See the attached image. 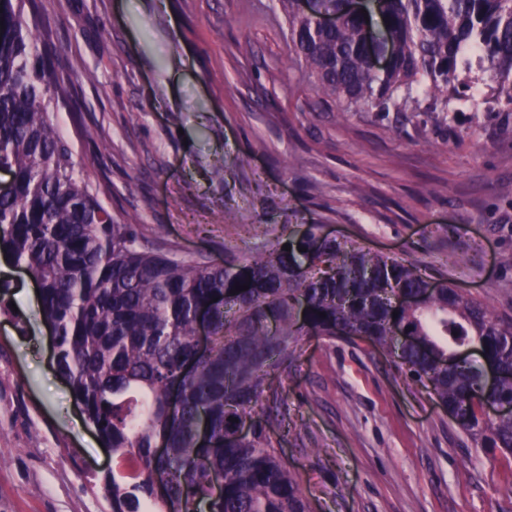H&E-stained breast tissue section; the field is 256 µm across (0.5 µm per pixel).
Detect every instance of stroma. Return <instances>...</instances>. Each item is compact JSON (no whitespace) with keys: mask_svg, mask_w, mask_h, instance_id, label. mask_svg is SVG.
Here are the masks:
<instances>
[{"mask_svg":"<svg viewBox=\"0 0 512 512\" xmlns=\"http://www.w3.org/2000/svg\"><path fill=\"white\" fill-rule=\"evenodd\" d=\"M38 25L65 78L56 127L121 223L217 262L319 224L512 323V110L344 111L288 58L279 0H42ZM0 280V512H112L38 286ZM279 397L310 512H512V456L368 340L304 337Z\"/></svg>","mask_w":512,"mask_h":512,"instance_id":"35a3bbf8","label":"stroma"}]
</instances>
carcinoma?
Masks as SVG:
<instances>
[{"label":"carcinoma","instance_id":"carcinoma-1","mask_svg":"<svg viewBox=\"0 0 512 512\" xmlns=\"http://www.w3.org/2000/svg\"><path fill=\"white\" fill-rule=\"evenodd\" d=\"M288 52L323 92L356 112H446L482 73L483 104L512 106V0H368L382 37L366 31L349 0H281ZM38 0H0V256L40 282L55 365L103 447L112 449L104 490L112 512H308L299 484L277 452L282 420L276 382L305 336L365 337L396 359L404 376L460 411L456 425L512 455V418L487 421L490 398L512 400V324L457 289H436L414 309L396 308L427 278L401 260L282 225L275 243L224 262L182 257L178 249L121 224L74 173L71 147L54 132L64 88L52 67L55 44L38 37ZM334 13L340 24L315 18ZM389 55L386 68L372 57ZM291 250L286 251L283 245ZM246 284L235 295L231 290ZM398 315H393V312ZM212 346L198 351L199 315ZM416 337L405 343L398 327ZM478 346L502 378L487 394L483 369L448 358ZM191 366L193 371L184 372ZM176 387L180 409L168 396ZM244 420L251 437L238 436ZM164 442L168 453L154 454ZM224 472L213 497L208 472ZM170 482L156 493L153 473Z\"/></svg>","mask_w":512,"mask_h":512}]
</instances>
